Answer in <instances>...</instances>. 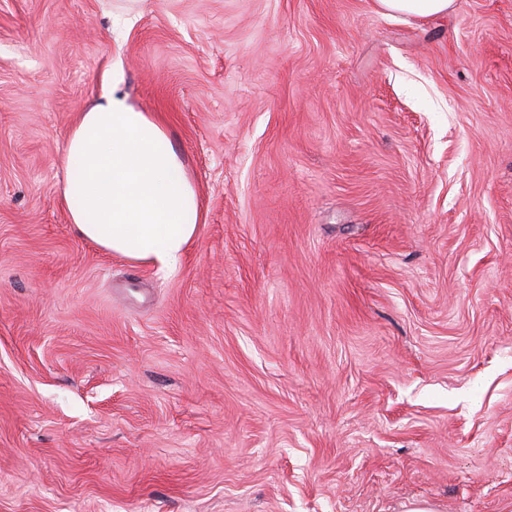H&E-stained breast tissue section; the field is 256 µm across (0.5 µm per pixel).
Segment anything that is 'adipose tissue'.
<instances>
[{
  "instance_id": "ef3b65f1",
  "label": "adipose tissue",
  "mask_w": 512,
  "mask_h": 512,
  "mask_svg": "<svg viewBox=\"0 0 512 512\" xmlns=\"http://www.w3.org/2000/svg\"><path fill=\"white\" fill-rule=\"evenodd\" d=\"M388 14L437 18L456 0H375ZM79 161V195L64 191L71 224L106 252L169 268L198 234L196 186L167 128L112 95L81 115L65 147V163Z\"/></svg>"
}]
</instances>
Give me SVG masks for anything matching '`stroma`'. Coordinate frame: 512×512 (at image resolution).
Wrapping results in <instances>:
<instances>
[{"label": "stroma", "instance_id": "stroma-1", "mask_svg": "<svg viewBox=\"0 0 512 512\" xmlns=\"http://www.w3.org/2000/svg\"><path fill=\"white\" fill-rule=\"evenodd\" d=\"M166 124L171 269L83 239L77 118ZM512 512V0H0V512ZM375 4L384 13L430 19L448 16L456 0H375Z\"/></svg>", "mask_w": 512, "mask_h": 512}]
</instances>
